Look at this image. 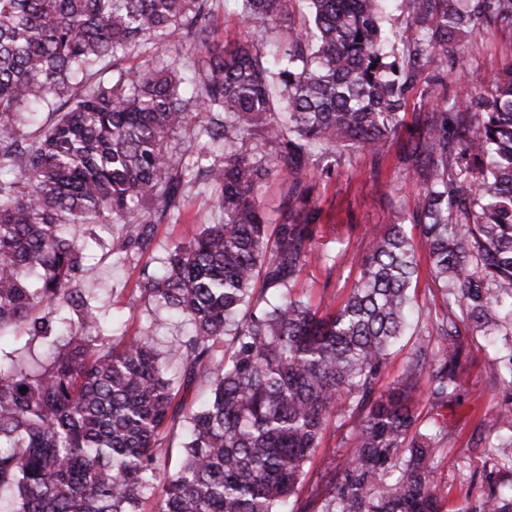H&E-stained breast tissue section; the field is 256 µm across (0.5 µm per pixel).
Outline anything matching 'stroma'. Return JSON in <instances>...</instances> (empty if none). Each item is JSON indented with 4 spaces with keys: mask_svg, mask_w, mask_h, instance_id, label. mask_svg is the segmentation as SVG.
I'll return each instance as SVG.
<instances>
[{
    "mask_svg": "<svg viewBox=\"0 0 512 512\" xmlns=\"http://www.w3.org/2000/svg\"><path fill=\"white\" fill-rule=\"evenodd\" d=\"M465 54L472 67L483 74L482 87L492 88L512 64V33L481 31L473 36ZM479 88L450 74L438 75L435 67L422 69L405 93V116L396 144L378 157L362 150L346 153L337 159L331 177L317 176L310 181V201L320 211L316 238L325 244L331 259L307 264L296 283V293L306 295L312 303L334 307L346 300L359 278L358 267L350 263L352 255L369 251L372 233L380 225L411 221L421 187L400 158L401 143L411 137L434 107L463 101L477 95ZM214 220L210 190L199 182L185 189L181 219L159 224L154 242L145 253L117 250L120 225H94L99 243L84 260L82 277L96 284V303L110 315L114 336L148 332L156 335L164 350L173 338L188 332L185 323L158 324L137 283L143 267H159L173 244L188 241L194 227ZM493 357L494 349L484 338L468 337L463 351L467 392L461 402L449 403L445 410L450 434L442 442V462L436 474L446 512H456L464 504L479 505L483 499L482 479L493 467L494 451L486 438L504 400L502 385L490 375Z\"/></svg>",
    "mask_w": 512,
    "mask_h": 512,
    "instance_id": "35a3bbf8",
    "label": "stroma"
}]
</instances>
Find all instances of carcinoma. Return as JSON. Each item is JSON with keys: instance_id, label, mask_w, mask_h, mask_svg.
<instances>
[{"instance_id": "1", "label": "carcinoma", "mask_w": 512, "mask_h": 512, "mask_svg": "<svg viewBox=\"0 0 512 512\" xmlns=\"http://www.w3.org/2000/svg\"><path fill=\"white\" fill-rule=\"evenodd\" d=\"M215 2L0 0V336L43 346L30 363L0 347V512H444L439 409L465 391L461 323L505 340L491 364L507 391L495 448L512 462V69L409 140L419 239L379 227L334 311L293 295L303 267L327 256L304 176L316 148L381 155L420 62L479 83L455 47L512 31V0H400L420 33L401 60L384 52L395 38L384 0H301L299 28L295 0H238L247 31L232 43L217 37ZM272 29L288 34L274 57L257 40ZM178 31L190 65L169 54ZM134 51L144 60L124 66ZM196 106L222 147L203 167L169 147L196 126ZM199 173L217 222L139 281L190 334L171 357L147 333L116 343L92 313L95 283L80 282L77 228L120 224L118 248L144 252ZM272 177L274 225L257 196ZM420 252L446 306L425 312L434 335L412 321ZM422 388L424 420L412 406ZM194 389L206 397L189 407ZM346 413L353 450L301 498L329 422ZM486 482L481 508L458 512H512V483ZM408 338L409 336H407L402 343L404 345L403 349L392 354L387 367L383 369L379 377L378 387H380L383 391L389 388L392 383L400 376L403 371V367L410 353L412 352V345L416 339V336H412V338L409 340Z\"/></svg>"}]
</instances>
